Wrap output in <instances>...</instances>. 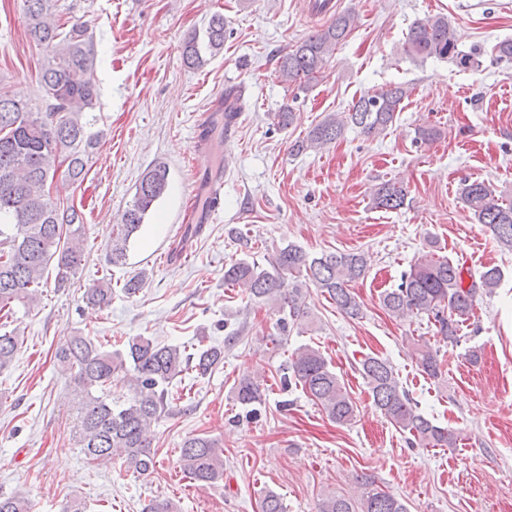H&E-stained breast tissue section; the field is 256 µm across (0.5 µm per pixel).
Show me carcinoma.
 <instances>
[{
  "label": "carcinoma",
  "instance_id": "carcinoma-1",
  "mask_svg": "<svg viewBox=\"0 0 512 512\" xmlns=\"http://www.w3.org/2000/svg\"><path fill=\"white\" fill-rule=\"evenodd\" d=\"M58 0H23L26 27L32 41L44 51L39 72L47 97L45 110L0 92V312L15 303L33 305L47 285L45 273L55 270L58 287L65 286L82 265L86 236L82 213L50 196V186L60 167L72 183H82L92 155L101 145L104 131L95 129L97 117L88 113L98 98L94 80L97 55L93 35L81 21L69 27L55 19ZM355 26L350 12H336L330 23L280 55L281 81L307 89L325 72L336 50ZM224 15H213L199 34L184 38L180 52L184 64L197 67L202 53L216 54L224 48ZM405 53L414 61L449 60L463 70L480 67L479 53L458 51L448 17L435 15L415 22L405 38ZM408 90L401 84L368 90L353 99L348 111L327 116L306 138L294 144L303 152L329 144L354 126L367 137L383 133L392 125ZM169 169L163 163L141 174L132 203L122 223L112 226L108 260L118 265L126 260L131 238L168 188ZM407 193L396 183H383L373 195L377 208H402ZM461 200L478 223L492 232L497 243L512 251V203L499 199L485 181L465 180ZM267 267L246 260L224 270V281L241 289L249 299L261 302L277 316L284 335L309 319L303 282H312L336 307L350 317L360 313V303L351 283L365 276L366 262L359 252H326L311 255L288 244L266 258ZM464 268L446 258L423 254L416 258L395 288L380 293L381 307L395 319L425 315L434 321L436 335L445 342L457 340L460 328L473 310L477 292L491 294L498 287L501 271L485 268L479 280L464 285ZM92 306L112 302V285L103 280L86 293ZM20 337L0 333V373L15 359ZM418 366L430 378L441 376L437 352L427 343L416 348ZM55 360L71 372L84 393L78 425L79 445L88 463L107 466L119 459L127 469L147 477L154 468L149 432L168 407L174 379L194 371L203 377L224 362L221 346L193 348L160 345L145 336H133L123 347L107 350L86 336H72L57 347ZM282 388L301 390L327 417L349 425L356 417L355 403L341 385L328 361L316 348L303 345L279 367ZM375 407L395 427L409 435V443L435 447L454 443V434L425 417L417 403L400 385L392 365L367 356L361 361ZM121 379L131 397L112 401V382ZM268 388L261 378L245 375L234 388L237 404L252 420L261 415ZM182 472L202 485L224 480L223 450L206 435L189 436L180 448ZM362 492L357 497L327 494L318 501V512H408L404 501L385 492L371 476H360ZM260 512H285L281 497L267 491L259 502ZM0 512H30L20 492L0 495Z\"/></svg>",
  "mask_w": 512,
  "mask_h": 512
}]
</instances>
